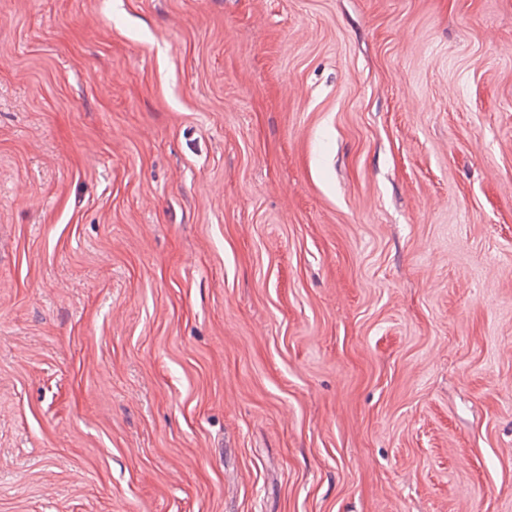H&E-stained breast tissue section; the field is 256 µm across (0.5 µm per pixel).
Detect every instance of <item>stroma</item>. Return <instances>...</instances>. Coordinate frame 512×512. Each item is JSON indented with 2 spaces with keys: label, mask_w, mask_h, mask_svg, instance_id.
Here are the masks:
<instances>
[{
  "label": "stroma",
  "mask_w": 512,
  "mask_h": 512,
  "mask_svg": "<svg viewBox=\"0 0 512 512\" xmlns=\"http://www.w3.org/2000/svg\"><path fill=\"white\" fill-rule=\"evenodd\" d=\"M0 512H512V0H0Z\"/></svg>",
  "instance_id": "obj_1"
}]
</instances>
